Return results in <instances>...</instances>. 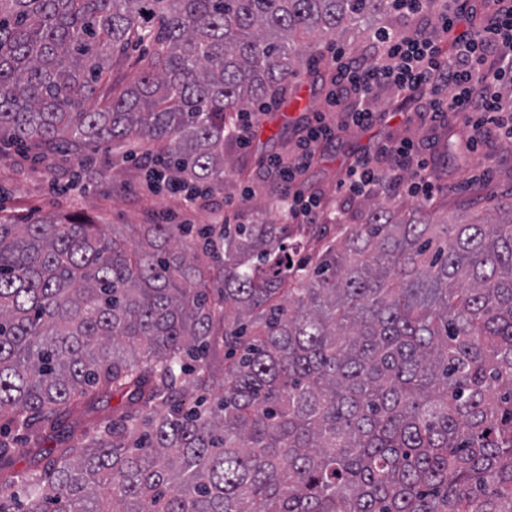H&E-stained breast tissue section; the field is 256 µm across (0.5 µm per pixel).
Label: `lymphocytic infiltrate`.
I'll return each mask as SVG.
<instances>
[{"instance_id": "lymphocytic-infiltrate-1", "label": "lymphocytic infiltrate", "mask_w": 512, "mask_h": 512, "mask_svg": "<svg viewBox=\"0 0 512 512\" xmlns=\"http://www.w3.org/2000/svg\"><path fill=\"white\" fill-rule=\"evenodd\" d=\"M492 3L490 18L479 25L464 0H448L446 10L435 17L426 0H401L408 26L373 34L362 53L331 48L335 105L349 123L372 125L384 116L377 100L385 88L392 101H414L415 114L425 121L451 112L465 114L473 130L467 147L500 128L512 140V121L502 119L505 107L500 93L512 84V0ZM446 89L451 92L447 98L442 95ZM331 135L326 123L312 127L292 161L270 159L266 178L293 184L314 161L318 141ZM381 186L431 198L432 172L412 141L379 144L375 154L350 165L339 183L350 200L370 197Z\"/></svg>"}]
</instances>
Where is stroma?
Masks as SVG:
<instances>
[{
    "instance_id": "35a3bbf8",
    "label": "stroma",
    "mask_w": 512,
    "mask_h": 512,
    "mask_svg": "<svg viewBox=\"0 0 512 512\" xmlns=\"http://www.w3.org/2000/svg\"><path fill=\"white\" fill-rule=\"evenodd\" d=\"M293 89L301 98L299 107L272 105L262 113L249 133L247 146L230 142L225 151L228 165L220 189L197 195L185 207L182 193L164 188L152 191L147 171L138 158L123 157L110 144L98 145L90 156V176H80L81 163L72 157L41 155L26 149L0 153V212L5 214L59 215L80 212L92 218L104 232L120 226L132 238L135 224H218L235 218L240 224L273 221L277 213L270 200L273 186L263 178L267 160L294 157L297 144L313 113H323L337 132L317 148L311 166L300 176L302 190L319 195L323 202L339 204L337 184L357 158L387 140L410 139L423 149L435 172L437 201L449 213L482 216L490 194L512 192V142L483 143L469 165L443 167L444 132L468 137L470 129L462 115L449 114L447 122L422 126L398 117L367 128H339V113L333 112L328 85L313 84L307 70H300Z\"/></svg>"
}]
</instances>
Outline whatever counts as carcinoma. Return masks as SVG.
<instances>
[{"label": "carcinoma", "instance_id": "cac0c4a2", "mask_svg": "<svg viewBox=\"0 0 512 512\" xmlns=\"http://www.w3.org/2000/svg\"><path fill=\"white\" fill-rule=\"evenodd\" d=\"M395 0H0V138L163 153L217 188L236 118ZM125 91L100 82L134 43ZM482 219L0 215V512H512V194ZM218 390L212 403L192 400ZM123 410L41 454L70 408ZM38 457L10 469L16 441Z\"/></svg>", "mask_w": 512, "mask_h": 512}]
</instances>
